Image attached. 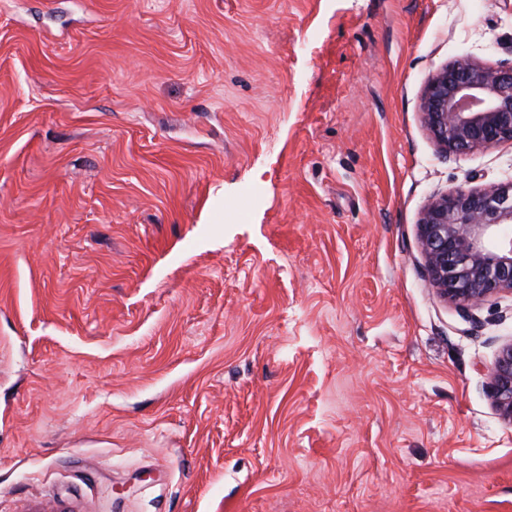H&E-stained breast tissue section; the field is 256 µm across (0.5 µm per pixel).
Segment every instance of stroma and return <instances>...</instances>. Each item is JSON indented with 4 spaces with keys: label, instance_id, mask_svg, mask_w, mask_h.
Returning <instances> with one entry per match:
<instances>
[{
    "label": "stroma",
    "instance_id": "obj_1",
    "mask_svg": "<svg viewBox=\"0 0 512 512\" xmlns=\"http://www.w3.org/2000/svg\"><path fill=\"white\" fill-rule=\"evenodd\" d=\"M512 0H0V512H512L421 119Z\"/></svg>",
    "mask_w": 512,
    "mask_h": 512
}]
</instances>
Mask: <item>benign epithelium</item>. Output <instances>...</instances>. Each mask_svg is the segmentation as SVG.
Returning <instances> with one entry per match:
<instances>
[{"instance_id": "7a95c632", "label": "benign epithelium", "mask_w": 512, "mask_h": 512, "mask_svg": "<svg viewBox=\"0 0 512 512\" xmlns=\"http://www.w3.org/2000/svg\"><path fill=\"white\" fill-rule=\"evenodd\" d=\"M421 112L449 157L512 142V63L455 59L428 80ZM418 230L427 275L445 300L468 312L512 293V182L434 197ZM491 388L496 411L512 423V343L499 351Z\"/></svg>"}]
</instances>
